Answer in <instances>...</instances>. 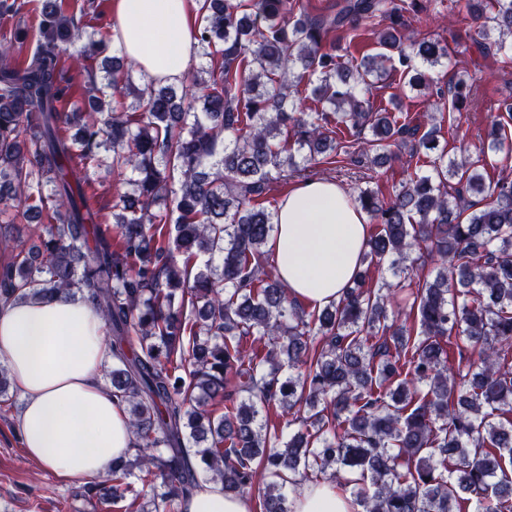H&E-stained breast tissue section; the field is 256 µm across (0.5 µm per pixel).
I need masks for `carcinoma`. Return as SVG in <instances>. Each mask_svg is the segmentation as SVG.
Masks as SVG:
<instances>
[{
  "instance_id": "obj_1",
  "label": "carcinoma",
  "mask_w": 512,
  "mask_h": 512,
  "mask_svg": "<svg viewBox=\"0 0 512 512\" xmlns=\"http://www.w3.org/2000/svg\"><path fill=\"white\" fill-rule=\"evenodd\" d=\"M415 6L204 0L199 62L180 86L134 84L61 0H35L36 24L0 36V223L30 225L0 238V306L75 290L105 321V378L137 456L88 481L97 503L119 507L137 468L141 512H182L203 472L256 512H289L286 472L329 476L357 512H512V181L487 183L478 162L438 148L442 126L460 124L464 75L437 91L452 110L422 134L374 108L375 83L420 87L450 58L406 32ZM470 16L485 48L512 52V0ZM374 20L382 52L339 62L328 32L353 42ZM20 39L34 48L18 62ZM78 43L102 56V76L62 112L61 53ZM308 85L320 107L303 112ZM393 146L432 155L430 170L386 198L358 194L373 221L360 268L338 301L296 305L265 271L270 184L302 161L383 164ZM483 149L512 153L503 124ZM115 170L129 176L103 224L86 186ZM425 259L431 279L414 274ZM385 264L398 281H373ZM248 336L263 348L245 355ZM271 405L300 422L286 441Z\"/></svg>"
}]
</instances>
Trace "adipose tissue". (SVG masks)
Wrapping results in <instances>:
<instances>
[{
	"label": "adipose tissue",
	"instance_id": "1",
	"mask_svg": "<svg viewBox=\"0 0 512 512\" xmlns=\"http://www.w3.org/2000/svg\"><path fill=\"white\" fill-rule=\"evenodd\" d=\"M199 0H112V40L157 83L181 84L198 61ZM368 220L348 190L328 179L288 190L269 241L279 278L300 306L336 301L359 266ZM0 354L24 408L18 426L28 458L71 480L108 472L133 434L123 404L100 379L112 359L104 321L78 292L27 297L0 309ZM291 512H355L335 483L288 488ZM184 512H254L252 502L201 480Z\"/></svg>",
	"mask_w": 512,
	"mask_h": 512
}]
</instances>
